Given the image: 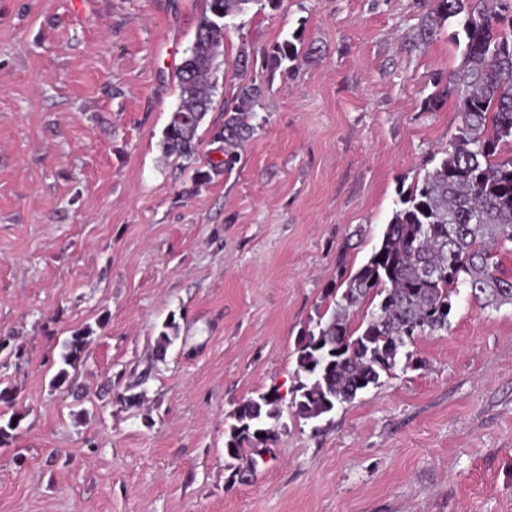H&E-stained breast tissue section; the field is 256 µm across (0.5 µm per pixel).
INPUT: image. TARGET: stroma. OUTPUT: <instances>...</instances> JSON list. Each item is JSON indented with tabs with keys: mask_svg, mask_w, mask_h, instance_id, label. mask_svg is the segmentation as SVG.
I'll list each match as a JSON object with an SVG mask.
<instances>
[{
	"mask_svg": "<svg viewBox=\"0 0 512 512\" xmlns=\"http://www.w3.org/2000/svg\"><path fill=\"white\" fill-rule=\"evenodd\" d=\"M426 0H255L211 73L194 165L164 155L205 0H0V512H512V305L459 294L448 331L313 424L284 413L266 463L229 483L245 398L290 403L298 338L380 242L460 122L426 98L462 62L451 28L413 46ZM300 34L233 169L214 134L254 53ZM175 320L164 360L153 345ZM87 332L74 402L51 380ZM140 384L141 407L119 395Z\"/></svg>",
	"mask_w": 512,
	"mask_h": 512,
	"instance_id": "35a3bbf8",
	"label": "stroma"
}]
</instances>
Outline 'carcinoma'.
I'll return each mask as SVG.
<instances>
[{
  "instance_id": "cac0c4a2",
  "label": "carcinoma",
  "mask_w": 512,
  "mask_h": 512,
  "mask_svg": "<svg viewBox=\"0 0 512 512\" xmlns=\"http://www.w3.org/2000/svg\"><path fill=\"white\" fill-rule=\"evenodd\" d=\"M276 6L278 0H206L195 39L178 70L179 103L163 131L162 149L187 161L197 153V130L209 110V76L224 33L226 19L247 5ZM462 18L455 36L463 61L442 89L426 101L437 111L453 97L460 122L445 157L431 172L400 193L399 207L380 244L356 272L339 264L346 288L330 293L331 304L317 312L297 347V381L289 409L300 419L321 421L336 405L352 402L358 393L379 382L405 357L407 343L423 334L448 329L453 297L464 288L481 309L512 304V273L493 262L491 252L512 244V0H431L414 38L425 45L452 18ZM297 34L262 54L261 70L288 73L298 55ZM262 86L255 79L238 87L233 108L225 113L217 138L224 159L212 168H231L238 150L254 134L255 106ZM511 147L508 154L502 146ZM378 300L354 327L350 313L367 300ZM170 320L156 337L154 351L166 356L177 339ZM83 333L63 344L61 366L52 379L69 382L85 352ZM278 391L242 400L233 410L224 434V454L233 477L242 475L238 462L259 465V449L267 448L282 417Z\"/></svg>"
}]
</instances>
